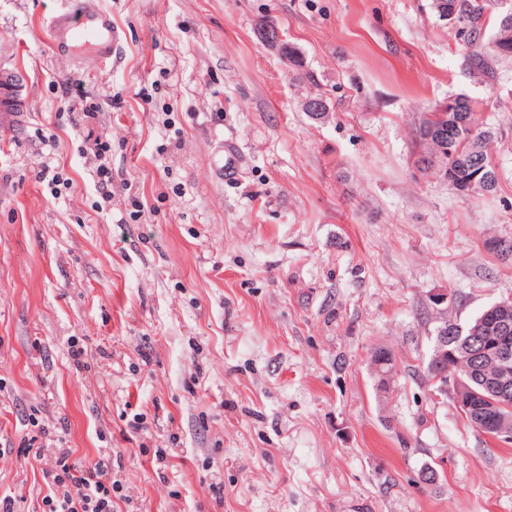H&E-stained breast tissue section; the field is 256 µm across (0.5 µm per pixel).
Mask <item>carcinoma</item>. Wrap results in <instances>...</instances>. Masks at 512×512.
I'll return each instance as SVG.
<instances>
[{
    "label": "carcinoma",
    "mask_w": 512,
    "mask_h": 512,
    "mask_svg": "<svg viewBox=\"0 0 512 512\" xmlns=\"http://www.w3.org/2000/svg\"><path fill=\"white\" fill-rule=\"evenodd\" d=\"M439 18L448 17L457 20L462 26L460 34L464 42V61L466 69L488 84L497 80V62L512 59V42L499 44L484 41L482 35L495 27L498 21V0H441L440 5L433 6ZM479 101L466 97L459 105L461 111L450 112L454 123L448 125L446 147V167L443 168V180L448 187L460 195H493L499 186V174L494 162L493 150L498 140L502 139L500 126L476 122L475 110ZM502 320L500 313L480 311L471 318L467 325L481 330V334L492 339L500 335ZM448 364V374L464 373L472 370L470 385L478 389L481 384L496 373L495 362L486 359L474 365L459 346L448 344V355L444 357ZM495 417L512 419V393L498 401V407L490 412L479 406L464 414L466 422L477 428L481 421Z\"/></svg>",
    "instance_id": "1"
}]
</instances>
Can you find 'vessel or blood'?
I'll return each instance as SVG.
<instances>
[{
	"label": "vessel or blood",
	"mask_w": 512,
	"mask_h": 512,
	"mask_svg": "<svg viewBox=\"0 0 512 512\" xmlns=\"http://www.w3.org/2000/svg\"><path fill=\"white\" fill-rule=\"evenodd\" d=\"M55 47L60 51H73L76 44L91 47L98 60L109 62L122 46L125 33L114 26L111 15L99 8L94 0H86L80 17H73L70 8L57 10L50 19ZM238 157L234 147H226L212 170L220 179L234 178Z\"/></svg>",
	"instance_id": "obj_1"
}]
</instances>
